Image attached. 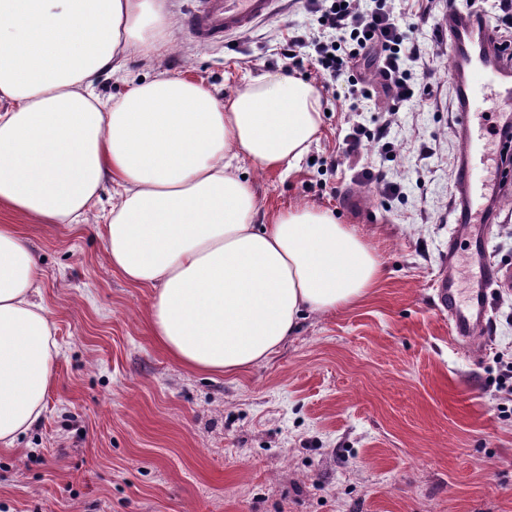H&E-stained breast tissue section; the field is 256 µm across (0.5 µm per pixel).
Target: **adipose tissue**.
<instances>
[{"label": "adipose tissue", "instance_id": "ef3b65f1", "mask_svg": "<svg viewBox=\"0 0 512 512\" xmlns=\"http://www.w3.org/2000/svg\"><path fill=\"white\" fill-rule=\"evenodd\" d=\"M162 0H0V204L50 224L84 223L112 189L102 232L114 269L153 289L158 341L186 368L235 374L268 360L307 313L353 305L382 263L332 212L262 221L235 165L293 171L321 122L317 90L268 73L224 98L179 77L96 92L128 45H169ZM38 269L0 224V447L41 420L59 347Z\"/></svg>", "mask_w": 512, "mask_h": 512}]
</instances>
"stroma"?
Instances as JSON below:
<instances>
[{
	"instance_id": "stroma-1",
	"label": "stroma",
	"mask_w": 512,
	"mask_h": 512,
	"mask_svg": "<svg viewBox=\"0 0 512 512\" xmlns=\"http://www.w3.org/2000/svg\"><path fill=\"white\" fill-rule=\"evenodd\" d=\"M172 47L153 66L129 50L104 73V97L165 74L231 95L280 71L291 30L315 26L302 0L226 41L202 43L186 21L198 0H164ZM418 39L431 69L426 105L384 114L329 105L298 170L241 160L266 216L303 205L334 212L376 252L383 277L358 304L300 321L269 362L227 376L189 370L162 348L153 289L116 271L99 229L111 190L82 224H46L0 207L38 262L61 353L42 422L0 447V512H512V406L499 388L512 359V287L494 291L481 352L455 342L437 306L448 249L463 283L475 238L455 230L460 142L448 75V0ZM391 125L386 152L345 155L354 127ZM397 183L385 196L357 165ZM359 204H349L350 196ZM482 234L512 271V193Z\"/></svg>"
}]
</instances>
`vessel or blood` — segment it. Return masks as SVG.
Here are the masks:
<instances>
[{
    "mask_svg": "<svg viewBox=\"0 0 512 512\" xmlns=\"http://www.w3.org/2000/svg\"><path fill=\"white\" fill-rule=\"evenodd\" d=\"M277 9L278 0H200L192 16L191 33L200 42L240 34ZM448 39V53L453 61L449 76L459 99L456 130L462 144L456 170L462 192L454 221L459 231L468 233L473 225L492 223L494 214L488 204L501 201L505 193L500 174L489 172L486 167L483 136L473 132L471 118L482 112L498 113L499 133L512 134V86L504 84L505 79L512 77V69L500 59L490 30L479 29L469 13L449 15ZM471 260L480 269L476 284L462 287L455 258L450 255L436 287L452 335L462 341L470 340L486 327L493 287L506 278L484 244H477Z\"/></svg>",
    "mask_w": 512,
    "mask_h": 512,
    "instance_id": "b4317fda",
    "label": "vessel or blood"
}]
</instances>
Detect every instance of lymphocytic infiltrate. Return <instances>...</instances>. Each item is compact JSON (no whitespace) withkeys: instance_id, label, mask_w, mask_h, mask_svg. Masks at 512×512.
<instances>
[{"instance_id":"f902f5d3","label":"lymphocytic infiltrate","mask_w":512,"mask_h":512,"mask_svg":"<svg viewBox=\"0 0 512 512\" xmlns=\"http://www.w3.org/2000/svg\"><path fill=\"white\" fill-rule=\"evenodd\" d=\"M373 7L361 0H309L315 13L318 32L290 36L281 52L286 74L314 67L326 94H335L338 82H346L349 94L369 97V89H358L354 74L359 59L376 64L383 95L395 102H426L431 84L421 92L410 86V68L421 65L423 50L412 25H400L392 0H373Z\"/></svg>"}]
</instances>
